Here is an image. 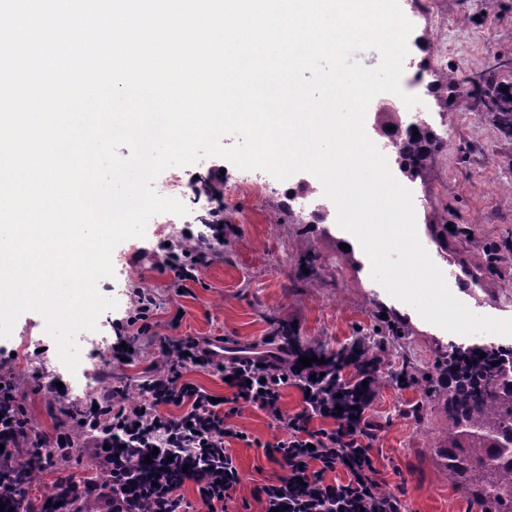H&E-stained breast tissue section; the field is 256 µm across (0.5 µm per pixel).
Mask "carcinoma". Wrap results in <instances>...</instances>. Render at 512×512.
<instances>
[{"label":"carcinoma","mask_w":512,"mask_h":512,"mask_svg":"<svg viewBox=\"0 0 512 512\" xmlns=\"http://www.w3.org/2000/svg\"><path fill=\"white\" fill-rule=\"evenodd\" d=\"M459 79L455 73L439 75L430 93L441 111L455 102ZM471 93L488 107L497 128L512 136V84L488 75L472 83ZM388 123L401 144L396 152L400 172L412 181L427 183L442 138L430 125H403L393 115ZM428 228L440 246L448 244V220L433 216ZM482 266H512V248L491 247ZM485 357H480V354ZM440 393L448 432L438 448L441 464L477 512H512V346L452 345Z\"/></svg>","instance_id":"1"}]
</instances>
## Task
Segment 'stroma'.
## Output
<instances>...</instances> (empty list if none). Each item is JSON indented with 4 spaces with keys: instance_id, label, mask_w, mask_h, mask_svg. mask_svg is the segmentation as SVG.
<instances>
[{
    "instance_id": "obj_1",
    "label": "stroma",
    "mask_w": 512,
    "mask_h": 512,
    "mask_svg": "<svg viewBox=\"0 0 512 512\" xmlns=\"http://www.w3.org/2000/svg\"><path fill=\"white\" fill-rule=\"evenodd\" d=\"M412 24L405 66L419 67L424 58L420 45L427 40L440 50L431 69L452 70L465 78L455 106L448 111H439L421 86L415 90L419 106L400 112L406 122L414 115H426L443 139L433 180L424 184L404 177L400 183L413 194L422 246L440 269L455 270L460 264H473L489 247H512V136L497 129L491 113L470 95L468 84L469 77L491 66L497 69L498 81L512 83V0H432L430 16L413 18ZM167 173L194 188L210 183L214 191L188 201L189 213L171 235L159 233L151 223L144 237L117 245L124 264L115 268L112 277L99 281L100 294L132 296L144 288L153 294L156 306L150 330L131 337L132 360L116 359L103 368L105 390L121 387L128 398L139 397L164 337L227 336L251 344L284 325L302 345L328 352L364 340L384 360L370 411L372 420L383 426L374 454L384 488L404 489L409 512H472L436 460L448 426L438 389L424 385L402 389L392 376L405 368L423 380H436L450 345L512 346V336H464L424 321L373 280L371 260L362 247L353 249L354 263L344 261L346 232L337 222H312L305 210L301 223H268V216L277 214L290 192L316 183L311 173L299 172L284 181L269 178L259 194L234 191L240 168L215 156L206 166L171 167ZM218 208L230 216V224L221 240L203 242L209 260L198 267L196 283L184 290L176 288L172 274L156 269L168 238H196L204 230L201 217ZM436 212L451 225H470V235L449 234L447 250H440L427 229ZM477 275L493 281L492 293L474 286L455 289V297L475 314L512 319V267L482 268ZM392 322L402 328V335H392L388 328ZM35 373L45 377L47 388L39 390L30 383ZM1 374L16 385L34 428L47 433L57 432L59 405L72 401L82 384L60 360L44 318L33 311L18 317L12 335L0 337ZM55 381L60 384L56 390L51 387ZM236 423L262 445L233 448L242 473L233 507L235 512H261L259 487L281 473L263 445L279 431L256 409L245 410Z\"/></svg>"
}]
</instances>
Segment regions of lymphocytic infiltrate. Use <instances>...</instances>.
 Instances as JSON below:
<instances>
[{"instance_id": "lymphocytic-infiltrate-1", "label": "lymphocytic infiltrate", "mask_w": 512, "mask_h": 512, "mask_svg": "<svg viewBox=\"0 0 512 512\" xmlns=\"http://www.w3.org/2000/svg\"><path fill=\"white\" fill-rule=\"evenodd\" d=\"M159 351L147 397L131 401L116 389L109 406L90 414L101 428L83 451L98 464L96 478L81 484L58 471L42 512H54V503L71 493L98 512H189L181 493L188 483L205 512H229L242 481L237 444L263 446L288 469L260 487L266 512H406L402 495L383 489L379 479L369 412L381 359L364 352L362 342L327 354L280 327L243 347L187 336L161 341ZM306 357L311 365H303ZM194 371L227 377L228 395L213 401L211 391L189 380ZM291 386L301 394V409L292 415L281 406ZM19 405L14 383L1 384L2 475L22 471L24 457H49L66 445L63 435L35 432ZM248 408L264 412L283 436L263 444L242 430L235 418Z\"/></svg>"}]
</instances>
